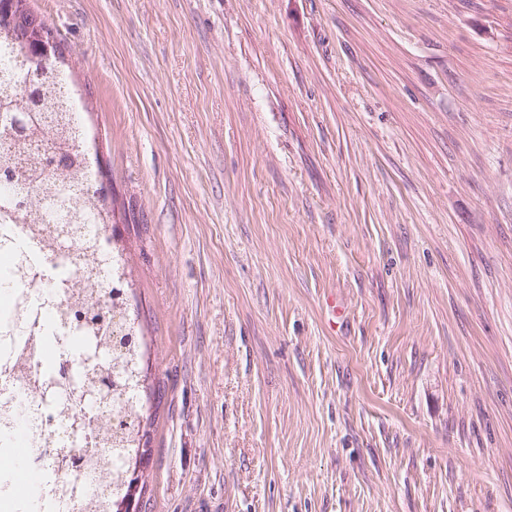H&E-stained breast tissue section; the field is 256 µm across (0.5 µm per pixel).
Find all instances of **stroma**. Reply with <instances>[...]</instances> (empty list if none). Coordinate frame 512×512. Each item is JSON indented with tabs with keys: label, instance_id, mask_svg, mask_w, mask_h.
I'll list each match as a JSON object with an SVG mask.
<instances>
[{
	"label": "stroma",
	"instance_id": "stroma-1",
	"mask_svg": "<svg viewBox=\"0 0 512 512\" xmlns=\"http://www.w3.org/2000/svg\"><path fill=\"white\" fill-rule=\"evenodd\" d=\"M29 6L140 315L142 512H512V0Z\"/></svg>",
	"mask_w": 512,
	"mask_h": 512
}]
</instances>
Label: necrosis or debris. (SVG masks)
I'll list each match as a JSON object with an SVG mask.
<instances>
[{
    "label": "necrosis or debris",
    "mask_w": 512,
    "mask_h": 512,
    "mask_svg": "<svg viewBox=\"0 0 512 512\" xmlns=\"http://www.w3.org/2000/svg\"><path fill=\"white\" fill-rule=\"evenodd\" d=\"M91 260L100 280L127 274L99 211L63 251L42 247L28 224H0V512H83L90 498L92 475L67 471L56 451L80 444L87 455H101L90 439L96 408H86L81 419L70 408L94 364L105 359L68 311ZM18 448L36 477L26 495L13 490V475L3 464Z\"/></svg>",
    "instance_id": "1"
}]
</instances>
